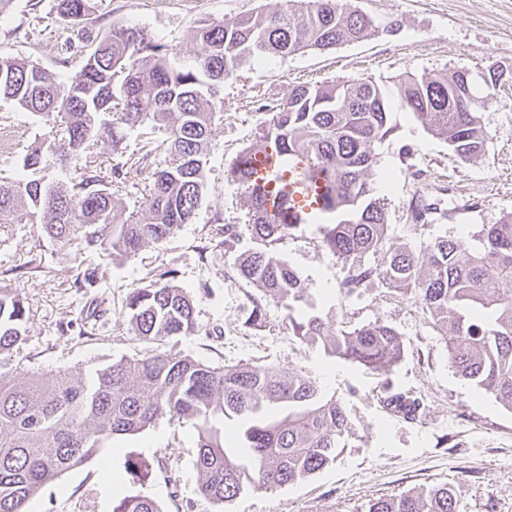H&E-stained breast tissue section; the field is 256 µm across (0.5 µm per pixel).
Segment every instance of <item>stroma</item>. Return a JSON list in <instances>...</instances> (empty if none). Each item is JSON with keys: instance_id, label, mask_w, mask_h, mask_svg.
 I'll list each match as a JSON object with an SVG mask.
<instances>
[{"instance_id": "stroma-1", "label": "stroma", "mask_w": 512, "mask_h": 512, "mask_svg": "<svg viewBox=\"0 0 512 512\" xmlns=\"http://www.w3.org/2000/svg\"><path fill=\"white\" fill-rule=\"evenodd\" d=\"M278 4L94 0L91 15L73 22L56 14L52 0H13L0 16V55L24 56L50 74L67 76L80 70L97 34L120 21L146 27L188 59L200 48L195 38L200 20L233 19ZM351 5L376 22V36L327 52L265 60L242 78L225 81L224 121L213 131L208 185L195 223L134 257L94 258L97 287H76L87 264L39 225H0V288L17 290L27 317L28 336L12 355L18 379L65 373L87 380L101 366L151 350V343L129 331L125 299L163 264L175 270L176 284L192 296L198 331L165 340L160 351L213 367L250 362L320 378L345 403L352 423L335 462L306 481L249 491L217 505L198 491L194 427L163 417L137 435L113 439L60 475L30 500L28 512H112L114 497L102 476L108 468L120 473L124 492H144L162 512H359L370 498L444 483L454 489L457 512H512V410L455 374L444 340L410 296L372 288L361 297L343 298L337 290L341 264L320 247L318 225L306 226L282 248V258L302 274L317 305L337 324L380 320L404 336L406 356L389 379L394 388L423 397L426 409L415 421L380 411L375 396L381 376L330 360L289 335L284 309L269 307L264 328L245 326L252 290L232 275L234 252L209 245L221 223H239L247 209L228 171L254 136L258 101L288 98L294 85L309 80L340 83L362 76L385 80L404 71L495 69L497 87L481 112L487 142L478 160L458 159L443 139L397 109L391 114L394 133L374 147L377 162L369 179L376 185L391 180L387 222L397 244H418L407 227L414 201L453 209L452 220L439 232L465 241L480 225L512 214V0H351ZM4 126L11 135L0 143V177L13 179L46 124L0 100ZM131 456L150 465L143 482L125 473Z\"/></svg>"}]
</instances>
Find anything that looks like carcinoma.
<instances>
[{
  "label": "carcinoma",
  "mask_w": 512,
  "mask_h": 512,
  "mask_svg": "<svg viewBox=\"0 0 512 512\" xmlns=\"http://www.w3.org/2000/svg\"><path fill=\"white\" fill-rule=\"evenodd\" d=\"M55 6L61 18L78 21L89 15L92 0H55ZM377 32L349 0H280L273 12L200 21V49L183 63L174 61L162 38L122 23L110 24L80 71L62 81L31 60L0 56V97L47 117L49 126L25 154L18 177L0 180V224H39L64 247L126 258L165 242L194 223L201 206L213 128L224 119V81L262 58L326 51ZM474 82L460 70L303 83L286 100L258 107L262 121L230 167L248 200L243 230L226 224L216 243L231 249L244 233L250 241L233 267L256 291L246 324L262 326L268 305L280 306L288 311L290 335L332 360L383 376L406 353L402 335L385 322L347 328L316 311L302 275L281 257L284 242L304 226L273 221L237 177L255 153L298 154L306 160L311 189L323 183L320 243L341 263L339 292L359 297L375 284L412 295L443 336L456 373L512 410V216L481 225L469 249L435 233L450 219L447 211L416 203L410 227L421 246H395L385 198L368 180L374 145L394 131L390 112L396 104L460 159L480 157L486 97L476 94ZM138 129L143 144L129 161L138 170L153 168L144 186L108 183L88 166L72 172L71 161L98 142L118 151ZM159 155L164 163L154 168ZM127 187L135 189L129 212L115 198ZM126 308L130 329L145 340L197 332L193 301L165 265L130 290ZM27 333L19 294L0 288V512H27L45 485L106 442L140 433L163 416L197 430L199 492L217 504L248 490L307 480L335 461L351 435L345 404L290 368L212 367L158 351L114 361L88 383L65 374L20 382L9 353ZM377 402L410 420L425 409L422 398L394 393L390 385ZM126 472L141 481L149 463L131 457ZM456 505L453 489L442 484L372 498L365 512H457ZM112 512L162 510L138 492L117 495Z\"/></svg>",
  "instance_id": "obj_1"
}]
</instances>
